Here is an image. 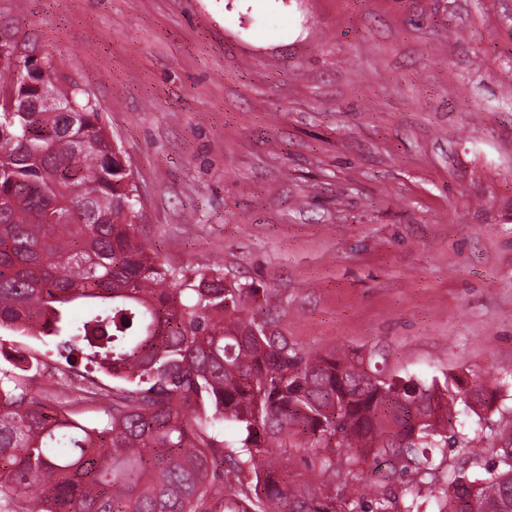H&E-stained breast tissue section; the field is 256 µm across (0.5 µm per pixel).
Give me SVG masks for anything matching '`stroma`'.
Here are the masks:
<instances>
[{"label":"stroma","instance_id":"obj_1","mask_svg":"<svg viewBox=\"0 0 512 512\" xmlns=\"http://www.w3.org/2000/svg\"><path fill=\"white\" fill-rule=\"evenodd\" d=\"M1 37L100 104L172 266L512 439V0H0Z\"/></svg>","mask_w":512,"mask_h":512}]
</instances>
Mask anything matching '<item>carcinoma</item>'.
Here are the masks:
<instances>
[{"label": "carcinoma", "instance_id": "obj_1", "mask_svg": "<svg viewBox=\"0 0 512 512\" xmlns=\"http://www.w3.org/2000/svg\"><path fill=\"white\" fill-rule=\"evenodd\" d=\"M30 77L61 112H33ZM0 332L54 346L112 378L90 426L60 392L27 397L30 349L0 355V500L10 512H512V448L459 443L457 406L496 394L367 369L356 352L311 355L258 320L260 289L223 268L177 269L138 237L141 202L113 161L100 105L51 59L1 68ZM80 303L85 315L71 316ZM313 455L311 473L293 466ZM391 489L346 495L364 465ZM431 487L429 496L421 487ZM37 489L34 505L24 497Z\"/></svg>", "mask_w": 512, "mask_h": 512}]
</instances>
